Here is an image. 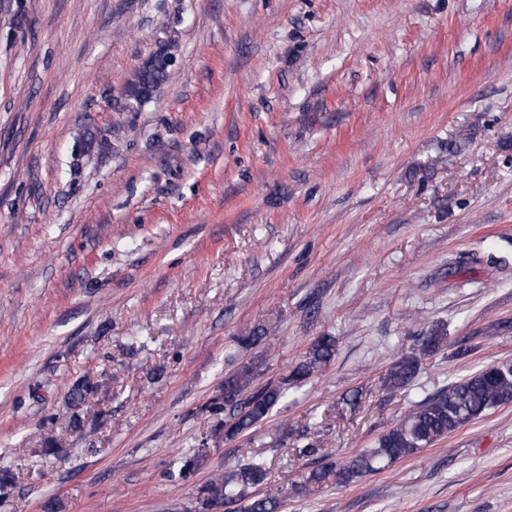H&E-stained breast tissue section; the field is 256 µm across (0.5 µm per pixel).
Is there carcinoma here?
<instances>
[{"label":"carcinoma","mask_w":512,"mask_h":512,"mask_svg":"<svg viewBox=\"0 0 512 512\" xmlns=\"http://www.w3.org/2000/svg\"><path fill=\"white\" fill-rule=\"evenodd\" d=\"M171 66L168 55L151 59L139 69L135 80L127 84V99L136 104L146 100L168 78ZM447 340V329L440 325L432 327L419 338V353L402 357L384 378L386 389L391 392L407 389L419 372V356L442 350L447 346ZM335 354L336 338L319 336L289 375L257 388L252 386L254 372L251 367L239 368L224 379L222 403L215 406L224 412V422L215 434L233 440L253 432L285 401L290 386L311 378ZM511 402L512 364L486 365L412 402L408 414L400 422L384 431L372 447L347 461L338 463L310 443L296 449V456L301 459L318 456L317 464L301 475L297 490L310 495L332 484H349L433 445L490 410ZM199 494L201 504L208 512H219L231 505L236 507L234 512H279L283 506L278 485L269 468L259 459L237 464L214 475L199 489Z\"/></svg>","instance_id":"carcinoma-1"}]
</instances>
